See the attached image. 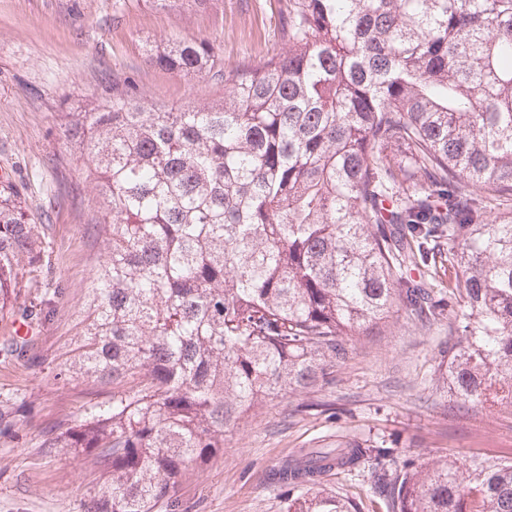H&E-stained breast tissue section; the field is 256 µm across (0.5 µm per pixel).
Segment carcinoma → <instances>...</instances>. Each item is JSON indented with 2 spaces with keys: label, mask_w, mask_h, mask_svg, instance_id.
<instances>
[{
  "label": "carcinoma",
  "mask_w": 512,
  "mask_h": 512,
  "mask_svg": "<svg viewBox=\"0 0 512 512\" xmlns=\"http://www.w3.org/2000/svg\"><path fill=\"white\" fill-rule=\"evenodd\" d=\"M278 17L287 49L237 64L210 41H145L146 63L224 81L219 104L151 108L114 80L67 113L108 247L68 371L110 391L38 447L98 474L81 512H167L228 429L336 384L349 342L400 311L448 321L437 388L512 416V0H278ZM45 254L0 196V310ZM33 409L0 392V432ZM369 462L391 512H512V457L416 466L338 439L275 477L300 492L288 512H351L325 478Z\"/></svg>",
  "instance_id": "cac0c4a2"
}]
</instances>
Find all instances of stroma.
Listing matches in <instances>:
<instances>
[{
  "label": "stroma",
  "instance_id": "stroma-1",
  "mask_svg": "<svg viewBox=\"0 0 512 512\" xmlns=\"http://www.w3.org/2000/svg\"><path fill=\"white\" fill-rule=\"evenodd\" d=\"M0 0V189L14 193L35 224L47 265L26 269L0 311V340L12 336L22 308H42L33 325L35 366L0 362V390L35 401L15 434L0 436V512H81L95 475L79 461L38 446L42 430L105 399L82 379L61 375L82 337L92 275L107 247L96 230L98 190L86 161L60 126L75 103L101 100L102 72L131 79L142 100L184 109L223 99L224 84L191 81L146 65L141 45L193 38L221 44L224 60L263 55L275 42L276 0H212L205 9L171 12L152 0ZM444 324L429 329L394 316L384 332L361 337L336 372L334 386L289 393L226 432L224 455L208 471L187 475L177 512H288V489L274 473L291 457L337 436L396 440L403 457L424 464L454 452L512 453V418L476 406L459 412L437 392ZM311 402L300 410L301 402ZM354 512H389L370 472L326 480Z\"/></svg>",
  "mask_w": 512,
  "mask_h": 512
}]
</instances>
